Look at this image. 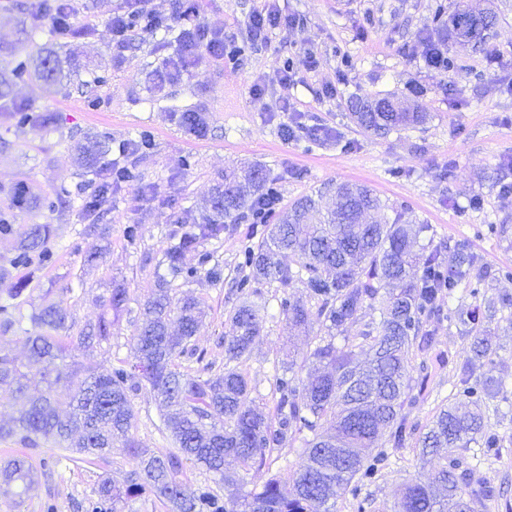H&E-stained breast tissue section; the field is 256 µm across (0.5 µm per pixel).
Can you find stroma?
Here are the masks:
<instances>
[{
  "label": "stroma",
  "mask_w": 512,
  "mask_h": 512,
  "mask_svg": "<svg viewBox=\"0 0 512 512\" xmlns=\"http://www.w3.org/2000/svg\"><path fill=\"white\" fill-rule=\"evenodd\" d=\"M438 3L446 11L454 9V0H206L204 23L244 47V64L206 59L168 84L159 81L157 71L175 53L176 31H137L119 47L110 19L126 10L127 0H74L79 32L68 37L69 49L109 81L98 88L93 106L75 91L17 84L16 101L35 113H52L56 121L51 126L37 122L18 129L0 114V137L8 143L0 151V209L11 208L9 193L20 185L56 203L52 210L12 208L14 233L0 238V268L8 271L0 279V302L11 289H24L13 328L0 334V351L25 361L27 339L38 332L31 313L62 302L69 337L59 365L70 375L57 391L72 393L83 369L101 372L129 358L141 306L165 278L174 298L194 296L206 306L194 340L204 358H179L181 371L223 373L224 337L240 303L235 288L242 275L239 253L258 244L260 235L242 219L225 224L220 238L201 241L197 251L185 254V266L194 267L199 253H212L223 270L217 282L202 273L190 282L172 277L164 252L194 230L181 223L183 213L201 214L225 172L244 166L266 169L277 183L280 207L319 191L328 206L330 188L364 184L385 203L387 216L404 213L413 223L432 225L438 240L467 241L488 265L512 267V193L501 188L512 183V0H494L498 20L485 50L449 44L454 64L445 71L425 62V37ZM258 8L288 21L256 45L245 22ZM309 52L316 56L311 69L302 64ZM287 62L292 70L285 84L281 77ZM253 84L260 85V94H250ZM355 95L408 100L428 119L416 128L367 135L349 118ZM186 111L205 114L204 136H191L180 127L178 117ZM286 125L296 131L289 140L281 134ZM95 132L110 133L116 144L146 132L153 147L124 159L140 171L141 181L113 185L107 202L93 211L86 204L97 188L81 187L74 156L82 137ZM499 223L507 226L501 238L488 230ZM35 224L51 229L52 262L12 268L18 243ZM130 224L140 227L133 242L125 235ZM256 287L266 311L240 369L251 382L256 404L271 417L276 372L291 361L304 365L320 339L332 338L339 347L344 340L328 336L313 302L306 331L289 334L280 302L306 300L301 285L288 288L262 280ZM116 288L126 289L128 297L117 314L109 304ZM471 302L468 289H457L443 304L444 320L432 327V348L412 359L413 381L424 384L425 396L405 413L419 427L430 425L460 387L470 340L460 335L454 314ZM102 316L115 319L111 341L79 343L78 332ZM484 329L493 347L494 373L503 381L488 422L503 443L492 456L474 443L456 454L493 491L492 499L474 503L473 512H512V323L498 317L485 322ZM132 404L131 434L140 447L155 453L172 448L148 385H141ZM420 452L414 440L391 450L386 468L362 489L371 501L370 512H394L405 482L428 480L431 467L421 461ZM21 456L33 466L35 482L21 500L0 496V512H44L48 502L56 512H82L81 503L95 497L102 475L120 484L134 467L123 448L113 449L111 465L104 466L75 459L71 449L46 440L31 452L0 440V465Z\"/></svg>",
  "instance_id": "stroma-1"
}]
</instances>
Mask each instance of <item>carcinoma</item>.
<instances>
[{
	"instance_id": "1",
	"label": "carcinoma",
	"mask_w": 512,
	"mask_h": 512,
	"mask_svg": "<svg viewBox=\"0 0 512 512\" xmlns=\"http://www.w3.org/2000/svg\"><path fill=\"white\" fill-rule=\"evenodd\" d=\"M13 5L46 16L51 12L48 0H13ZM496 22V13L478 0H455L449 21L441 23L434 41L443 44L456 39L479 49ZM62 63L59 52L48 49L38 52L31 63L17 62L8 74L1 71L0 112L9 113L18 128L29 124L31 108L14 102L13 87L30 78L57 83L64 78ZM351 117L363 131L386 135L423 123L426 114L415 108L400 110L391 98L383 97L356 100ZM180 123L195 136L207 130L201 112L182 113ZM109 150L108 139H91L77 164L83 172L97 176L98 162ZM138 178L127 167L113 169L100 182L99 197L106 198L114 183ZM268 181L265 170L256 166L240 175H225L214 190L212 213L165 253L173 276L192 279L197 269L184 267L185 252L201 239L219 237L225 220L247 218L263 225L258 245H247L241 251L239 267L247 274L236 283L243 300L224 337V373L205 377L179 370L177 358L197 354L192 339L203 307L194 298L176 301L170 289L160 287L144 302L143 320L131 346L132 369L123 363L106 373L90 371L83 387L70 397L71 411L61 412L54 395H43L28 400L17 418L0 426V438L31 448L53 438L77 454L103 462L112 455L115 443L122 442L135 468L122 487L112 484L109 476L103 478L97 497L84 505L85 512H124L128 501L152 496L169 504L173 512H329L328 502L338 488L349 490L358 512H364L366 500L359 499L362 486L384 468L386 449L404 447L417 430L403 414L404 406L417 401L412 394L411 356L431 349L430 325L441 315V296L463 285L475 295L476 286L488 279H512L511 268L483 263L461 241L442 247L434 244L431 235L419 250H413L412 236L428 233L432 227L420 224L413 234L402 216L387 220L381 215L380 200L366 186L336 185V206L322 215L313 195L295 200L286 212L277 210L279 196ZM12 203L53 207L51 201L28 198L21 186L15 188ZM49 234L47 224L31 228L17 247L12 266L51 262ZM286 252L297 258L296 268L281 264L280 256ZM260 279L277 280L288 287L301 284L310 299L320 303L319 318L328 333L336 331L344 340L341 348L331 340L318 344L310 354L312 369L306 377L299 376L291 363L276 377L279 398L273 418L250 399V381L238 369L261 331L265 304L253 300L257 292L252 286ZM365 307L378 311L379 318L350 334L358 312ZM280 308L289 329L307 325L309 312L304 302L285 298ZM478 318L475 309L461 311L460 331L472 338L471 360L488 362L491 348L475 326ZM31 320L53 332L67 328V312L60 302L33 312ZM173 321L178 324L176 334L170 332ZM114 325L103 318L85 339L107 343ZM28 343L25 363L0 353V390L18 398L26 397V380L34 370L51 386L60 380L52 376L63 352L59 337L37 334L28 337ZM355 346L367 350L368 365L355 363ZM135 369L166 408L163 426L175 447L161 455L140 448L130 436L134 424L131 394L139 390ZM500 387L490 369L479 378L465 376L455 404L441 410L421 437L422 456L465 448L478 436L488 450L499 447L501 439L486 424L482 407ZM217 416L224 418L219 429L212 424ZM302 433L308 438L305 459L297 470L284 480L271 475L260 487L240 491L244 483L240 474H261L266 453ZM187 461L218 475L224 490L203 484L192 495H185L180 475ZM34 476L27 460L8 461L0 468V495L18 496L15 488H28ZM487 493L483 486L472 487L470 474L458 459L445 455L429 481L404 484L398 508L399 512H444L452 500L456 512H472V499Z\"/></svg>"
}]
</instances>
